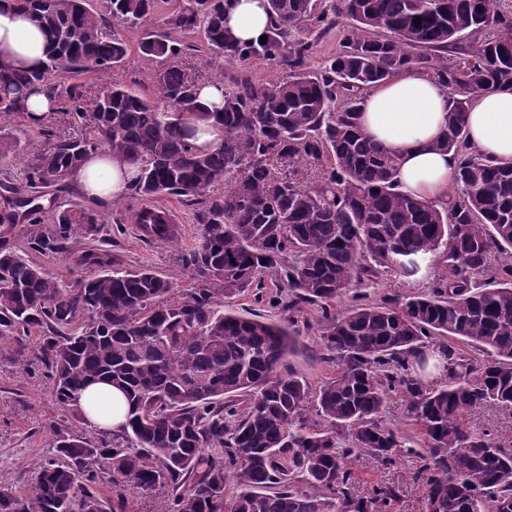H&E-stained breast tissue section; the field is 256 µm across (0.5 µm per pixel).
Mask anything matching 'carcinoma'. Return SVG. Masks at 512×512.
Returning <instances> with one entry per match:
<instances>
[{
  "label": "carcinoma",
  "mask_w": 512,
  "mask_h": 512,
  "mask_svg": "<svg viewBox=\"0 0 512 512\" xmlns=\"http://www.w3.org/2000/svg\"><path fill=\"white\" fill-rule=\"evenodd\" d=\"M11 2L48 50L37 70L0 65V119L46 133L24 109L43 86L68 121L52 148L23 155L0 134V162L21 155L26 168L22 184L0 180V337L21 356L39 333L55 399L75 420L85 422L78 395L95 380L120 389L128 412L118 433L56 431L31 482L0 489V512H124L121 487L158 484L168 512H386L395 490L354 495L350 462L391 466L404 452L421 459L425 512H512V445L463 424L476 408H512V159H486L466 138L472 97L512 88V15L500 0H267L266 42L248 46L224 29L227 0H188L166 24L200 30L202 46L165 31L137 40L142 60L165 61L148 97L115 81L91 95L71 79L112 77L130 54L120 30L140 29L161 0ZM341 23L329 64L309 70L311 43L297 34ZM474 34L468 58L448 65ZM196 53L274 61L285 76H242L209 112L197 95L213 78L187 61ZM406 69L448 88L436 147L456 157L457 192L445 202L402 191L398 158L358 123L363 95ZM209 126L222 130L212 150L196 144ZM93 155L134 168L127 194L145 201L135 223L148 239L172 235L157 200L197 206L200 235L179 254L193 285L112 270L99 210L38 202L33 190H68ZM18 228L32 251L69 254L92 273L70 285L50 275L12 249ZM385 274L425 279L427 292L373 301L362 288ZM246 293L282 320L240 315L230 302ZM308 306L336 362L316 390L288 366ZM397 395L419 450L386 422Z\"/></svg>",
  "instance_id": "1"
}]
</instances>
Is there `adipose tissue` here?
Segmentation results:
<instances>
[{
    "instance_id": "ef3b65f1",
    "label": "adipose tissue",
    "mask_w": 512,
    "mask_h": 512,
    "mask_svg": "<svg viewBox=\"0 0 512 512\" xmlns=\"http://www.w3.org/2000/svg\"><path fill=\"white\" fill-rule=\"evenodd\" d=\"M269 25L264 0H229L224 26L240 44H254ZM47 41L29 16L0 0V61L34 68L44 60ZM473 146L492 159L512 158V89L493 88L476 94L467 115ZM363 132L400 160L399 180L409 193L442 200L452 183L455 161L436 150L448 129V91L433 77L405 70L368 91L360 116ZM90 198L109 200L127 188L125 173L115 162L92 158L74 174ZM79 404L90 427L112 431L126 422L124 394L105 382L88 385Z\"/></svg>"
}]
</instances>
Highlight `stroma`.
I'll return each instance as SVG.
<instances>
[{
	"label": "stroma",
	"instance_id": "stroma-1",
	"mask_svg": "<svg viewBox=\"0 0 512 512\" xmlns=\"http://www.w3.org/2000/svg\"><path fill=\"white\" fill-rule=\"evenodd\" d=\"M163 203L174 215L176 245L144 240L132 222L138 203L122 196L110 200L105 208L112 226V251L119 259L120 269L147 265L184 288L191 283L192 275L179 263L178 252L195 242L200 227L193 222L191 207L172 196L164 198ZM303 317L309 325L302 328L288 362L315 388L333 377L336 367L310 326L314 312H304ZM14 346L13 339L0 340V487L17 489L49 456L55 430L78 431L82 425L57 404L46 370L37 358L35 339L27 338L21 358L14 357ZM417 467L413 457L402 458L391 467L369 458L360 459L354 465L356 492L368 495L373 488L390 487L398 493L391 503L392 512H421L425 487L411 478Z\"/></svg>",
	"mask_w": 512,
	"mask_h": 512
}]
</instances>
